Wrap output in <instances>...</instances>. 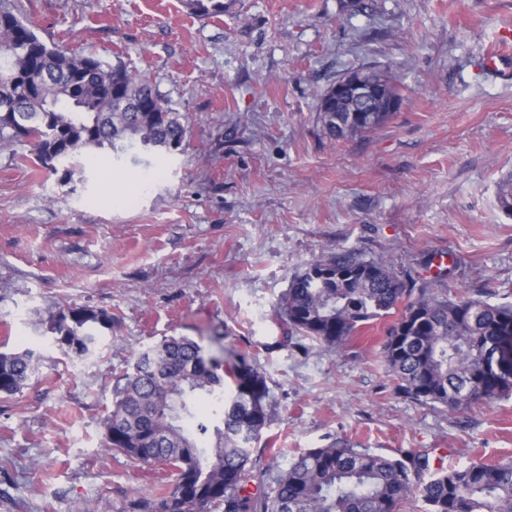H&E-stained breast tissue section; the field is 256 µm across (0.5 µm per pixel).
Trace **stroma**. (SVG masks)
<instances>
[{
	"label": "stroma",
	"mask_w": 512,
	"mask_h": 512,
	"mask_svg": "<svg viewBox=\"0 0 512 512\" xmlns=\"http://www.w3.org/2000/svg\"><path fill=\"white\" fill-rule=\"evenodd\" d=\"M22 0L46 41L149 75L181 112V150L70 182L0 148V352L34 349L22 393L0 395V512H123L169 469L104 450L112 391L138 349L171 336L248 352L270 390L257 467L345 439L445 465L512 459V397L451 411L399 393L380 355L387 321L330 347L287 329L277 302L311 260L354 253L405 283L512 302V0ZM371 67L402 106L372 132L331 138L322 94ZM452 265L439 272L433 256ZM112 316L97 355L48 342L61 310Z\"/></svg>",
	"instance_id": "obj_1"
}]
</instances>
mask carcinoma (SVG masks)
<instances>
[{"instance_id":"carcinoma-1","label":"carcinoma","mask_w":512,"mask_h":512,"mask_svg":"<svg viewBox=\"0 0 512 512\" xmlns=\"http://www.w3.org/2000/svg\"><path fill=\"white\" fill-rule=\"evenodd\" d=\"M187 7L205 18L225 10L224 0H187ZM391 117L334 105L319 113L336 139L371 132ZM185 135L182 115L146 74L121 59L110 64L44 41L20 0H0L1 146L25 138L36 162L70 175L85 149L106 146L119 159L176 151ZM497 201L512 214V179L499 185ZM278 312L291 332L330 346L397 316L381 356L416 400L461 410L512 395V303L463 290H414L385 262L349 253L310 261L291 279ZM101 328H112L111 314L68 307L50 324L51 343L81 361L99 348ZM37 366L31 349L1 352L0 395L21 392ZM268 398L266 377L245 352L208 358L186 336L136 352L132 372L113 388L104 447L168 465L172 488L133 496L126 512H400L412 497L427 512H512V460L434 467L428 454L403 448L389 455L346 443L306 449L272 473L266 488L267 471H254L252 455Z\"/></svg>"}]
</instances>
